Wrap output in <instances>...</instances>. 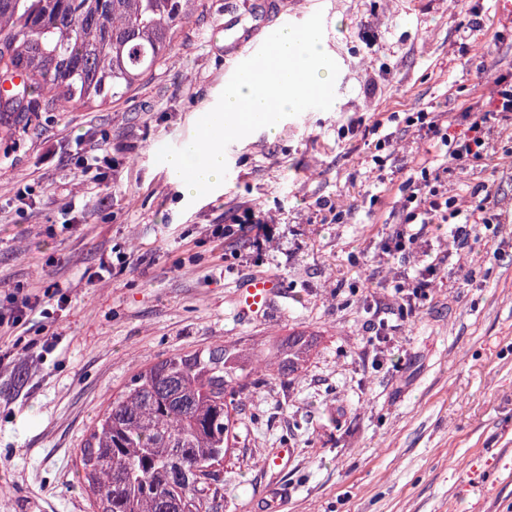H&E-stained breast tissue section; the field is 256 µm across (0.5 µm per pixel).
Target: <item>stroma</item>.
<instances>
[{
  "label": "stroma",
  "instance_id": "stroma-1",
  "mask_svg": "<svg viewBox=\"0 0 512 512\" xmlns=\"http://www.w3.org/2000/svg\"><path fill=\"white\" fill-rule=\"evenodd\" d=\"M204 2L168 59L120 100L0 129V299L67 298L53 318L27 321L28 338L55 336L54 349L0 367V512H91L77 450L145 367L215 343L259 351L301 331L319 337L305 372L261 379L241 408L224 512H249L274 479L290 490L282 512H512V138L492 134L494 160L448 183L463 200L486 187L494 224L471 253L449 252L450 227L436 224L409 259L379 261L405 181L441 161L406 117L480 111L496 72L512 68V23L497 0ZM318 11L339 66L332 107L231 143L224 183L184 197L156 147L191 142L259 31ZM383 137L379 172L370 157ZM89 152L106 160L101 182L75 166ZM28 184L35 195L18 200ZM245 208L280 224L278 247L239 258L233 244L215 249L208 225ZM120 252L133 263L105 272ZM431 264L430 299L389 316L385 341L367 348L378 300ZM259 275L286 297L245 322L236 292ZM284 441L292 462L265 469Z\"/></svg>",
  "mask_w": 512,
  "mask_h": 512
}]
</instances>
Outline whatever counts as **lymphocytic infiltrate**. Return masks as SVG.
Returning a JSON list of instances; mask_svg holds the SVG:
<instances>
[{"mask_svg":"<svg viewBox=\"0 0 512 512\" xmlns=\"http://www.w3.org/2000/svg\"><path fill=\"white\" fill-rule=\"evenodd\" d=\"M411 123L421 135L434 140L444 150L448 164L435 171L421 167L419 178L407 182L401 202V220L390 225L382 253L392 258L409 257L414 244L428 234L431 225L444 224L451 219L456 222L451 230L455 249L471 247L479 238L482 226L491 221L479 198L483 186L478 183L472 187V202L467 205L449 194L447 184L457 171L491 160L493 129L512 124V71L496 76L483 111L452 114L446 118L432 112H420ZM211 233L220 240L235 238L246 248L260 251L274 240L275 227L247 208L235 216L233 223L213 225Z\"/></svg>","mask_w":512,"mask_h":512,"instance_id":"lymphocytic-infiltrate-1","label":"lymphocytic infiltrate"}]
</instances>
